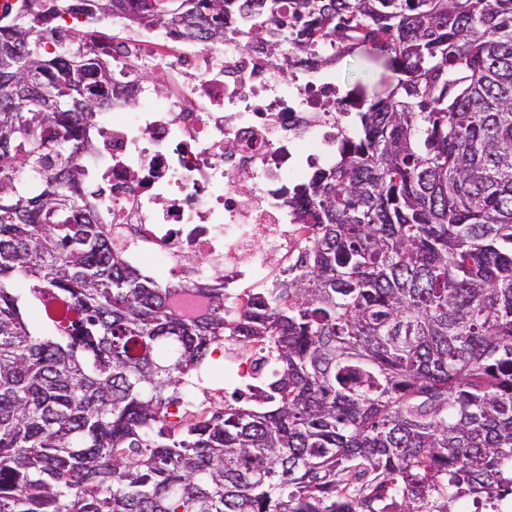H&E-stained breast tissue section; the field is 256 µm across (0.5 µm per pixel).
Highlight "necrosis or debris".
Returning a JSON list of instances; mask_svg holds the SVG:
<instances>
[{
	"label": "necrosis or debris",
	"mask_w": 512,
	"mask_h": 512,
	"mask_svg": "<svg viewBox=\"0 0 512 512\" xmlns=\"http://www.w3.org/2000/svg\"><path fill=\"white\" fill-rule=\"evenodd\" d=\"M245 43L131 32L126 85L80 160L105 186L98 220L136 241L134 266L181 280L218 268L233 297L296 250L288 196L335 164L355 109L318 59L285 78Z\"/></svg>",
	"instance_id": "obj_1"
}]
</instances>
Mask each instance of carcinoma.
<instances>
[{"label":"carcinoma","instance_id":"cac0c4a2","mask_svg":"<svg viewBox=\"0 0 512 512\" xmlns=\"http://www.w3.org/2000/svg\"><path fill=\"white\" fill-rule=\"evenodd\" d=\"M70 14L216 43L278 17L284 77L338 42L391 56L396 86L288 198V276L230 307L222 276L130 265L75 190L125 69ZM231 345L259 348L260 384L193 410L185 382ZM511 492L512 0H19L0 24V512H488Z\"/></svg>","mask_w":512,"mask_h":512}]
</instances>
